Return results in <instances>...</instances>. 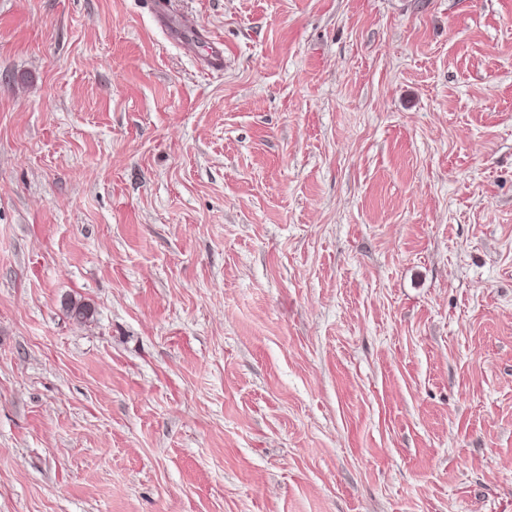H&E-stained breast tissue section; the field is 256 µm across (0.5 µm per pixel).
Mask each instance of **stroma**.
I'll return each mask as SVG.
<instances>
[{
    "instance_id": "obj_1",
    "label": "stroma",
    "mask_w": 512,
    "mask_h": 512,
    "mask_svg": "<svg viewBox=\"0 0 512 512\" xmlns=\"http://www.w3.org/2000/svg\"><path fill=\"white\" fill-rule=\"evenodd\" d=\"M171 11L0 0V512H512V0Z\"/></svg>"
}]
</instances>
